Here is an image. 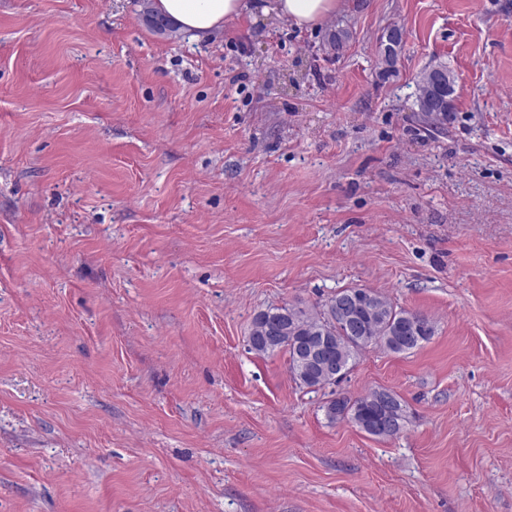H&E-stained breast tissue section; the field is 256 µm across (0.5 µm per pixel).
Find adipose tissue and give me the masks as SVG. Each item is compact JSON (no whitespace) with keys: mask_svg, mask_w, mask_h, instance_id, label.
<instances>
[{"mask_svg":"<svg viewBox=\"0 0 512 512\" xmlns=\"http://www.w3.org/2000/svg\"><path fill=\"white\" fill-rule=\"evenodd\" d=\"M344 7L343 0H153L155 12L200 40L227 20L243 15L273 16L299 29H313Z\"/></svg>","mask_w":512,"mask_h":512,"instance_id":"adipose-tissue-1","label":"adipose tissue"}]
</instances>
